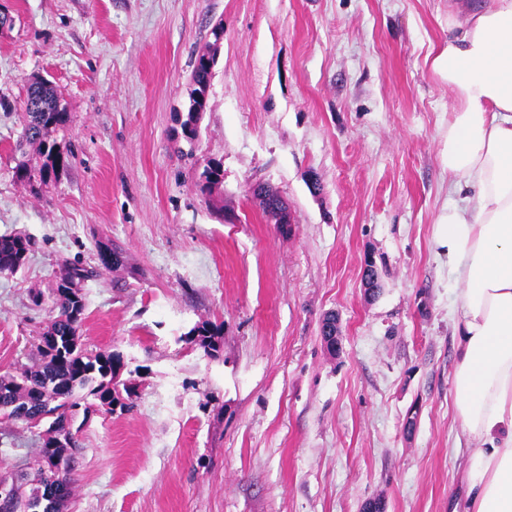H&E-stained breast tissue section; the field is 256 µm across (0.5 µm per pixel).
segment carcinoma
I'll return each mask as SVG.
<instances>
[{
    "label": "carcinoma",
    "instance_id": "carcinoma-1",
    "mask_svg": "<svg viewBox=\"0 0 512 512\" xmlns=\"http://www.w3.org/2000/svg\"><path fill=\"white\" fill-rule=\"evenodd\" d=\"M207 101L189 94V107L181 127L184 136L196 138L201 112ZM23 141L38 147L43 157L41 184L47 186L69 160L49 141L51 133L66 126L69 115L60 105L57 92L47 81L40 80L27 88ZM222 164L210 160L199 175L198 187L208 194L223 180ZM260 205L264 213L276 220V210L282 197L275 189L264 187ZM34 246L23 234L0 236V274H15L27 263ZM99 261L106 268H117L124 262L123 251L117 247L99 251ZM93 272L72 266L53 291L52 318L39 336L37 355L32 363L15 373L0 374V418L31 425V421L50 420L43 436L34 487L26 491L23 485H11L9 500L1 504L0 512H33L42 503L46 512H62L75 483L77 453L73 422L78 408L112 413L115 407H132L136 389L133 383L121 379L124 363L120 355L109 350L90 353L83 348L81 329L85 301L83 283ZM187 340L214 357L219 351L218 328L205 322L187 333ZM63 460V469H50L51 460Z\"/></svg>",
    "mask_w": 512,
    "mask_h": 512
}]
</instances>
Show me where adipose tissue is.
I'll list each match as a JSON object with an SVG mask.
<instances>
[{"label": "adipose tissue", "mask_w": 512, "mask_h": 512, "mask_svg": "<svg viewBox=\"0 0 512 512\" xmlns=\"http://www.w3.org/2000/svg\"><path fill=\"white\" fill-rule=\"evenodd\" d=\"M448 184L438 244L460 285L454 404L479 440L460 512H512V0L448 4Z\"/></svg>", "instance_id": "adipose-tissue-1"}]
</instances>
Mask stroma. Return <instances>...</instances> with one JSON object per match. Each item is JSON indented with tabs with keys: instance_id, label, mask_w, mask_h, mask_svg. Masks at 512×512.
<instances>
[{
	"instance_id": "35a3bbf8",
	"label": "stroma",
	"mask_w": 512,
	"mask_h": 512,
	"mask_svg": "<svg viewBox=\"0 0 512 512\" xmlns=\"http://www.w3.org/2000/svg\"><path fill=\"white\" fill-rule=\"evenodd\" d=\"M0 374L34 357L67 267L87 351L112 350L130 410L81 427L63 512H451L474 442L456 417L448 209V0H0ZM215 56L199 136L177 120ZM53 82L70 166L17 181L25 98ZM223 182L197 187L206 161ZM293 215L268 221L250 189ZM126 264L105 269L101 248ZM381 290L363 286L366 260ZM41 294L34 305L33 294ZM340 317L342 349L321 335ZM222 328L218 357L185 335ZM42 430L0 424V480ZM34 246L33 240L23 234L0 236V274H15L27 263Z\"/></svg>"
}]
</instances>
